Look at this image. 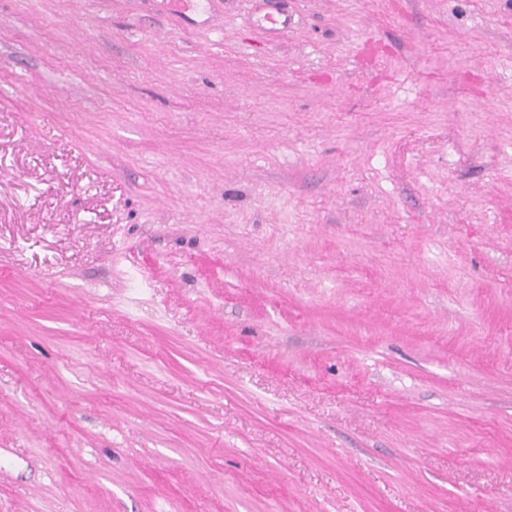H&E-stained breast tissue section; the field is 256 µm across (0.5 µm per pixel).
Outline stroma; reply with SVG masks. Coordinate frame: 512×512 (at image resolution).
I'll return each mask as SVG.
<instances>
[{
    "instance_id": "35a3bbf8",
    "label": "stroma",
    "mask_w": 512,
    "mask_h": 512,
    "mask_svg": "<svg viewBox=\"0 0 512 512\" xmlns=\"http://www.w3.org/2000/svg\"><path fill=\"white\" fill-rule=\"evenodd\" d=\"M206 2L0 0V512H512V0Z\"/></svg>"
}]
</instances>
